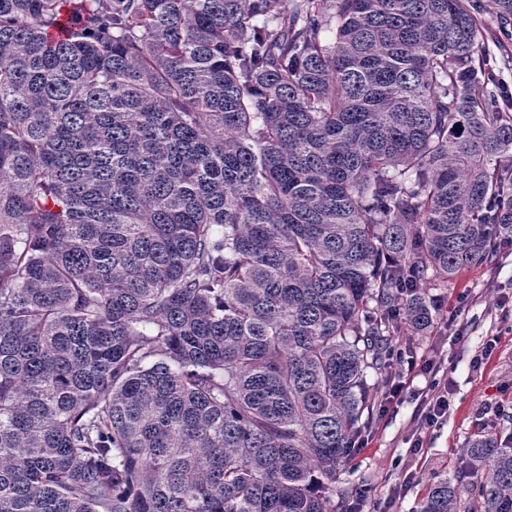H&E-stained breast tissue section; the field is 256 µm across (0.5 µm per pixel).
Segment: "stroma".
<instances>
[{
    "label": "stroma",
    "mask_w": 512,
    "mask_h": 512,
    "mask_svg": "<svg viewBox=\"0 0 512 512\" xmlns=\"http://www.w3.org/2000/svg\"><path fill=\"white\" fill-rule=\"evenodd\" d=\"M436 295L442 308L427 332L397 326L393 343L405 363L368 377L374 415L340 475L353 512H416L427 485L457 466L471 436L488 432L512 444V249L462 271ZM490 342L495 349L481 360ZM436 376L448 382L450 406L430 425L422 412ZM401 379L402 395L389 398Z\"/></svg>",
    "instance_id": "stroma-1"
}]
</instances>
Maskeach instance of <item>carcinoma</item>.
Instances as JSON below:
<instances>
[{
    "mask_svg": "<svg viewBox=\"0 0 512 512\" xmlns=\"http://www.w3.org/2000/svg\"><path fill=\"white\" fill-rule=\"evenodd\" d=\"M70 6L0 0V512L349 508L393 323L512 240L484 6ZM418 512H512V445Z\"/></svg>",
    "mask_w": 512,
    "mask_h": 512,
    "instance_id": "1",
    "label": "carcinoma"
}]
</instances>
